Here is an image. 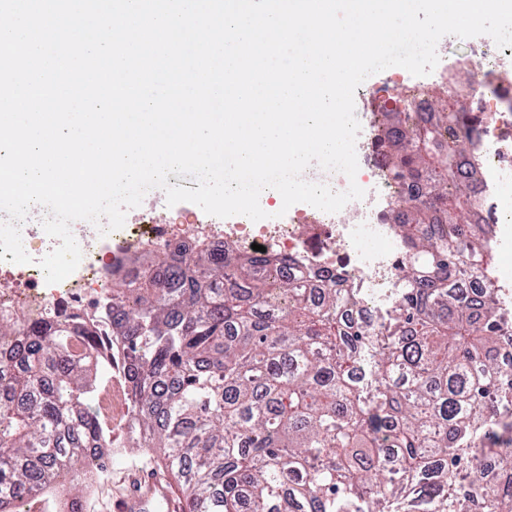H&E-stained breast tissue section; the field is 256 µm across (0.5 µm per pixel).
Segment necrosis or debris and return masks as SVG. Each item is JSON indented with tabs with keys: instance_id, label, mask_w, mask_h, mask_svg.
<instances>
[{
	"instance_id": "obj_1",
	"label": "necrosis or debris",
	"mask_w": 512,
	"mask_h": 512,
	"mask_svg": "<svg viewBox=\"0 0 512 512\" xmlns=\"http://www.w3.org/2000/svg\"><path fill=\"white\" fill-rule=\"evenodd\" d=\"M463 62L481 71L483 85L467 99L465 112L475 134L476 155L462 158L461 168L483 199L475 223L500 244L512 232V47L501 49L480 38L472 41L471 54ZM356 153L361 171L355 180L337 172L327 184L342 192L354 181L365 195L334 214L305 203L292 206L284 216L257 222L242 215L220 219L198 212L188 227L163 222L155 208L148 207L138 223L105 236L92 223L72 225L82 260L56 284L47 283L38 261L59 241L44 232L42 209L33 206L20 226L31 263L0 261V281L12 285L10 292L0 293V315L13 318L23 332L51 312L91 316L109 311L113 281L139 277L140 258L191 249L200 242L214 251L232 242L247 254L259 244L286 259L290 270L322 279L339 270L351 283H398L404 256L391 215L416 201L421 188L386 176L370 131H360Z\"/></svg>"
}]
</instances>
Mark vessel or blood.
<instances>
[{"mask_svg": "<svg viewBox=\"0 0 512 512\" xmlns=\"http://www.w3.org/2000/svg\"><path fill=\"white\" fill-rule=\"evenodd\" d=\"M113 512H186L173 483L156 470H137L127 475L126 487L112 501Z\"/></svg>", "mask_w": 512, "mask_h": 512, "instance_id": "vessel-or-blood-1", "label": "vessel or blood"}]
</instances>
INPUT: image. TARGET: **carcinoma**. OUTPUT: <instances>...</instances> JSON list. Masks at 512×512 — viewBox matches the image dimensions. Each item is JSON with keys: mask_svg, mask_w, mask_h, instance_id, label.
<instances>
[{"mask_svg": "<svg viewBox=\"0 0 512 512\" xmlns=\"http://www.w3.org/2000/svg\"><path fill=\"white\" fill-rule=\"evenodd\" d=\"M429 96L432 120L406 94L400 128L376 134L389 172L425 185L397 224L409 261L376 325L341 273L294 277L231 244L116 283L109 336L56 320L18 337L0 319V512L107 471L97 385L114 361L130 447L163 449L189 512H512V324L492 242L468 222L463 101ZM475 464L489 477L477 489Z\"/></svg>", "mask_w": 512, "mask_h": 512, "instance_id": "1", "label": "carcinoma"}]
</instances>
